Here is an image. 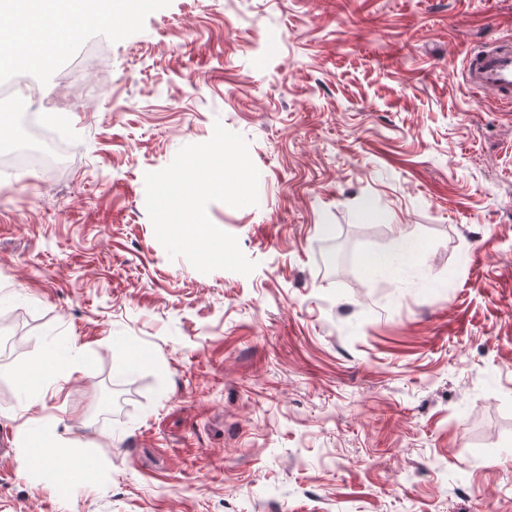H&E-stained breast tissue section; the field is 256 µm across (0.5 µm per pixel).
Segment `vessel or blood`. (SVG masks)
Here are the masks:
<instances>
[{
	"instance_id": "b4317fda",
	"label": "vessel or blood",
	"mask_w": 512,
	"mask_h": 512,
	"mask_svg": "<svg viewBox=\"0 0 512 512\" xmlns=\"http://www.w3.org/2000/svg\"><path fill=\"white\" fill-rule=\"evenodd\" d=\"M465 79L471 87L494 90L501 104L511 106L512 40H498L470 52L465 63Z\"/></svg>"
}]
</instances>
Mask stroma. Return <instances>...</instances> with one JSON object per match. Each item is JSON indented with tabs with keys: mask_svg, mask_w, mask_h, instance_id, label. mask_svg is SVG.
<instances>
[{
	"mask_svg": "<svg viewBox=\"0 0 512 512\" xmlns=\"http://www.w3.org/2000/svg\"><path fill=\"white\" fill-rule=\"evenodd\" d=\"M506 37L512 0H147L34 72L68 165L0 167V512H512V110L463 76ZM218 122L263 181L207 208L247 276L146 209Z\"/></svg>",
	"mask_w": 512,
	"mask_h": 512,
	"instance_id": "stroma-1",
	"label": "stroma"
}]
</instances>
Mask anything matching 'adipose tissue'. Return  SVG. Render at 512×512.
Returning a JSON list of instances; mask_svg holds the SVG:
<instances>
[{
    "label": "adipose tissue",
    "mask_w": 512,
    "mask_h": 512,
    "mask_svg": "<svg viewBox=\"0 0 512 512\" xmlns=\"http://www.w3.org/2000/svg\"><path fill=\"white\" fill-rule=\"evenodd\" d=\"M142 0H0V66L37 71L62 53L80 23L134 16Z\"/></svg>",
    "instance_id": "adipose-tissue-1"
}]
</instances>
